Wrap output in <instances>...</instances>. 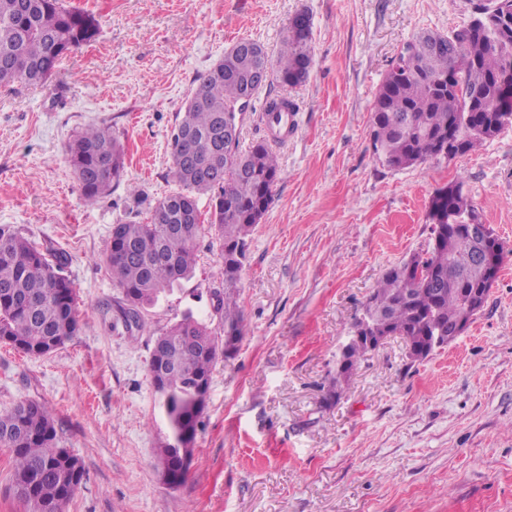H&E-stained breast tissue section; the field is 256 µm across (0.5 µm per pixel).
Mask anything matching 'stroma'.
Returning a JSON list of instances; mask_svg holds the SVG:
<instances>
[{"mask_svg":"<svg viewBox=\"0 0 512 512\" xmlns=\"http://www.w3.org/2000/svg\"><path fill=\"white\" fill-rule=\"evenodd\" d=\"M67 3L93 13L101 33L46 85L0 87V227L67 256L82 327L45 357L0 344V412L49 404L85 470L68 512H512V256L447 347L414 363L389 337L326 400L383 273L426 251L438 188L462 180L512 245V124L467 155L401 170L370 145L374 95L403 46L465 26L470 0ZM299 12L311 18V67L289 92L294 133L274 143L263 90L241 128V148L270 144L282 170L238 284L245 334L213 369L189 473L170 488L156 468L169 427L148 361L155 336L185 313L222 333L221 259L201 240L194 277L145 309L139 331L121 318L103 254L113 224L145 221L149 202L176 190L168 141L197 78L242 39L276 58ZM90 125L126 154L123 183L92 206L67 157Z\"/></svg>","mask_w":512,"mask_h":512,"instance_id":"1","label":"stroma"}]
</instances>
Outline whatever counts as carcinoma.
Returning a JSON list of instances; mask_svg holds the SVG:
<instances>
[{"label":"carcinoma","mask_w":512,"mask_h":512,"mask_svg":"<svg viewBox=\"0 0 512 512\" xmlns=\"http://www.w3.org/2000/svg\"><path fill=\"white\" fill-rule=\"evenodd\" d=\"M100 22L64 0H0V86L16 81L44 84L63 58L95 41ZM311 34L295 31V20L278 53L276 69L265 49L243 39L197 80L169 141L170 173L180 190L149 207L145 223L112 227L104 253L123 295L124 321L143 326L142 312L156 304L196 264L204 237L218 244L224 289L214 291L213 309L224 328L242 339L244 319L237 286L248 258L252 227L265 214L281 167L260 142L246 153L224 147V121L236 117L245 85L259 68L283 89L305 82ZM426 52L400 59L382 80L372 104L371 145L391 169L451 159L491 139L493 121L512 115V0H475L473 19L450 34L426 32L414 39ZM479 90L482 97L472 98ZM283 95L269 96L267 123L289 111ZM68 162L85 204L93 205L123 180L124 150L103 128L90 127L69 144ZM210 197L202 220L197 196ZM479 212L456 181L431 198L432 243L422 255L389 268L351 331L365 325L371 336H400L414 362L451 343L467 320V292L489 294L484 265L475 258L476 240L462 230ZM67 258L42 250L17 231L0 228V342L30 356L60 347L81 329L76 290L64 274ZM222 345L209 324L188 312L154 339L148 362L155 394L170 429L156 450L167 462L177 435L197 438L203 406L200 385H209ZM376 345L363 338L342 352L327 399L338 400L358 361ZM0 448L10 451L12 480L28 512H66L85 471L78 457L60 447L52 413L42 401L25 400L0 413Z\"/></svg>","instance_id":"1"}]
</instances>
